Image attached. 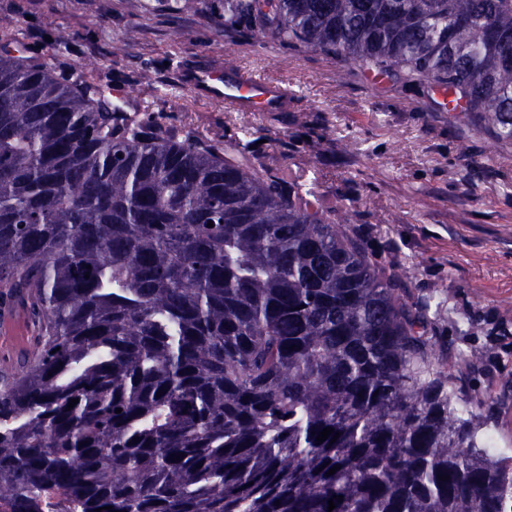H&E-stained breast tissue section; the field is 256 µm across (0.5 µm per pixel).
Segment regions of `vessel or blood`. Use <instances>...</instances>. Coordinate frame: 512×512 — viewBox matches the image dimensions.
<instances>
[{"label":"vessel or blood","mask_w":512,"mask_h":512,"mask_svg":"<svg viewBox=\"0 0 512 512\" xmlns=\"http://www.w3.org/2000/svg\"><path fill=\"white\" fill-rule=\"evenodd\" d=\"M187 85L194 93L221 99L225 105L247 112H281L287 109L290 98L287 87L279 83L217 65H200ZM33 333L30 327L16 330L10 318L0 319V334L11 339L5 354L13 356L27 350Z\"/></svg>","instance_id":"vessel-or-blood-1"}]
</instances>
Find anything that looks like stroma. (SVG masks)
Wrapping results in <instances>:
<instances>
[{
  "label": "stroma",
  "mask_w": 512,
  "mask_h": 512,
  "mask_svg": "<svg viewBox=\"0 0 512 512\" xmlns=\"http://www.w3.org/2000/svg\"><path fill=\"white\" fill-rule=\"evenodd\" d=\"M2 27L38 61L123 78L125 112L164 113L200 141L271 129L258 146L265 166L303 175L326 206L348 207L345 234L427 305L450 387L495 441L512 442V142L455 119L414 82L225 27L210 0L190 12L170 0H0ZM130 31L132 47L114 52ZM60 36L70 52L52 46ZM227 60L287 84L289 110L270 119L185 90L186 74Z\"/></svg>",
  "instance_id": "obj_1"
}]
</instances>
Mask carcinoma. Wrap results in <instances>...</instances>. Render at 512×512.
<instances>
[{"label": "carcinoma", "mask_w": 512, "mask_h": 512, "mask_svg": "<svg viewBox=\"0 0 512 512\" xmlns=\"http://www.w3.org/2000/svg\"><path fill=\"white\" fill-rule=\"evenodd\" d=\"M224 25L443 88L512 141V0H224ZM12 44L0 307L37 340L0 367L10 512L49 490L74 512H512V455L448 390L426 310L348 214L259 177L255 140L177 141L113 106L112 82Z\"/></svg>", "instance_id": "1"}]
</instances>
